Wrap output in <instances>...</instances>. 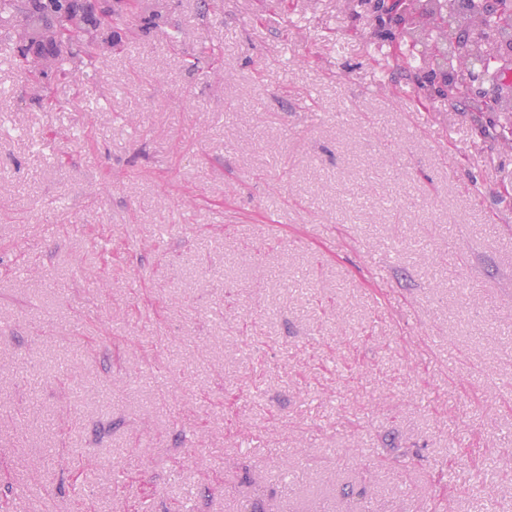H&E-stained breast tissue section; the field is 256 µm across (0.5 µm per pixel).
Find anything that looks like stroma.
Masks as SVG:
<instances>
[{
	"label": "stroma",
	"mask_w": 512,
	"mask_h": 512,
	"mask_svg": "<svg viewBox=\"0 0 512 512\" xmlns=\"http://www.w3.org/2000/svg\"><path fill=\"white\" fill-rule=\"evenodd\" d=\"M374 2L0 28V512H512V153ZM80 0H0V26L12 29V41L16 47L30 51L34 45H48V52L36 53L54 58L50 71H65V66L78 61L82 67H90L98 52L105 47L112 48V17H119V1L101 0L100 14L77 12ZM97 15L104 23L97 21ZM16 18L22 23L13 24ZM65 34L68 46L57 42L56 30ZM42 37V38H40ZM18 45V46H17Z\"/></svg>",
	"instance_id": "stroma-1"
}]
</instances>
